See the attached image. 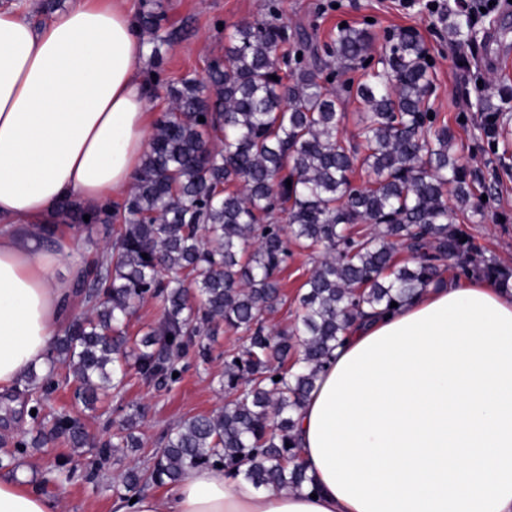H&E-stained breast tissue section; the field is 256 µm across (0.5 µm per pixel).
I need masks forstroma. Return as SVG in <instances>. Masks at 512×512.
Here are the masks:
<instances>
[{"label": "stroma", "mask_w": 512, "mask_h": 512, "mask_svg": "<svg viewBox=\"0 0 512 512\" xmlns=\"http://www.w3.org/2000/svg\"><path fill=\"white\" fill-rule=\"evenodd\" d=\"M161 11L163 32L177 38L161 49L160 59H146L145 73L160 72L162 84L150 99L152 114L169 106L168 84L186 76L204 77L209 61L223 57L225 35L243 22H255L277 16L288 28L314 27L319 44L336 36L341 24L369 26L373 35L372 55H379L386 38L399 29L411 27L420 35L434 61L435 81L430 105L439 118L448 121L457 132V152L463 153L471 167L485 181H498L493 197H485L483 188H475L472 202L480 208L478 216L459 215L458 222L484 256L495 258L512 268V102L508 103L499 123L503 133L489 142L477 130L482 117L478 103L485 96L498 97L501 89L512 90V8L496 7L480 17L484 38L472 45L467 55H459L447 29L426 9L427 0H415L413 8L403 0H151ZM506 151V164H499L498 151ZM212 353L210 363L195 356L184 360L182 380L168 389H158L131 378L122 391L102 394L95 409L74 403L70 391H55L48 404L66 408L79 417L91 444L75 449L58 441L41 448L27 449L17 456L12 467L0 470L4 477L23 476L29 485L44 495L59 499L62 512H115L120 497L115 488L124 472L142 463L144 452L152 451L160 433L188 417L210 413L224 404L225 394L219 384L224 369V353L237 344L228 329L205 337ZM10 403L14 413L0 419V452L12 448L16 438L31 430L28 397L17 388L0 393V404ZM140 412V436L143 452L123 448L104 463L99 476L86 479L81 470L72 480L60 485L49 479V466L68 458L78 463L93 460L96 442L108 439L112 422L119 415Z\"/></svg>", "instance_id": "obj_1"}]
</instances>
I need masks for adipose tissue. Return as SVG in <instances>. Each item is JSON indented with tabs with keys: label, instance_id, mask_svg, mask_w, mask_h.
I'll use <instances>...</instances> for the list:
<instances>
[{
	"label": "adipose tissue",
	"instance_id": "ef3b65f1",
	"mask_svg": "<svg viewBox=\"0 0 512 512\" xmlns=\"http://www.w3.org/2000/svg\"><path fill=\"white\" fill-rule=\"evenodd\" d=\"M125 0H73L43 24L0 7V392L44 362L83 264L59 202L121 200L148 150L150 86ZM317 492L189 469L120 512H512V291L428 287L345 333L297 414ZM0 512H59L0 477Z\"/></svg>",
	"mask_w": 512,
	"mask_h": 512
}]
</instances>
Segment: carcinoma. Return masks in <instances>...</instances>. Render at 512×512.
Returning a JSON list of instances; mask_svg holds the SVG:
<instances>
[{
	"label": "carcinoma",
	"mask_w": 512,
	"mask_h": 512,
	"mask_svg": "<svg viewBox=\"0 0 512 512\" xmlns=\"http://www.w3.org/2000/svg\"><path fill=\"white\" fill-rule=\"evenodd\" d=\"M161 20L143 10L138 27L156 33ZM440 20L465 53L477 32L472 18L450 7ZM372 42L357 26L320 47L274 22L236 25L225 62L168 86L169 109L155 119L128 197L59 204L77 223L103 225L108 242L85 241L74 293L86 311L54 341L47 373L25 376L35 433L14 442L1 469L53 439L87 443L69 412H45L50 392L74 379L75 402L92 406L100 391L124 383L130 364L144 383L170 386L189 353L210 362L197 337L223 326L241 340L224 355V406L165 431L148 465L128 469L122 485H174L190 468L220 464L257 488L300 491L313 482L297 462L295 416L352 321L367 308L407 302L450 267L468 274L476 266L512 288V269L476 259L448 206L450 195L461 205L472 198L470 172L452 152L454 130L430 116L433 63L420 36L399 30L374 64ZM345 69L362 70L357 84L326 86ZM345 94L362 105L351 142L340 136ZM502 110L481 100L482 133L499 136ZM294 248L310 253L313 267L294 327L275 331L266 315L288 303L280 273ZM401 250L409 260H398ZM148 298L161 302L162 321L126 335V319ZM139 419L113 421L99 461L114 448L140 447Z\"/></svg>",
	"instance_id": "carcinoma-1"
}]
</instances>
